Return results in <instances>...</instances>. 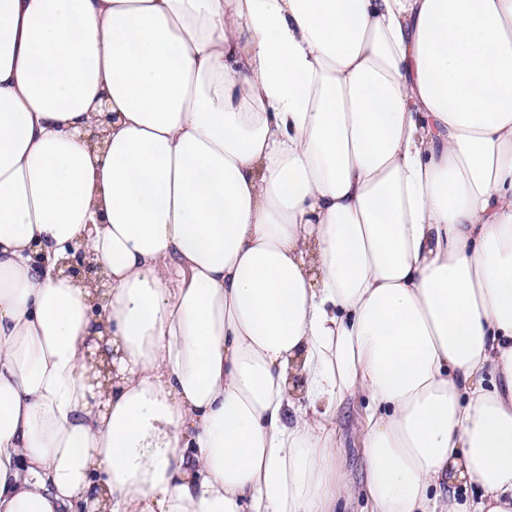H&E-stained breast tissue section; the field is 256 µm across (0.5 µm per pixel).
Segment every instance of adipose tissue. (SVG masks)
<instances>
[{
  "label": "adipose tissue",
  "mask_w": 512,
  "mask_h": 512,
  "mask_svg": "<svg viewBox=\"0 0 512 512\" xmlns=\"http://www.w3.org/2000/svg\"><path fill=\"white\" fill-rule=\"evenodd\" d=\"M348 397L512 512V0H0V512H332ZM57 269L62 271L64 275L84 280H95L102 283L104 278L99 273V267L87 260L83 250L70 249L68 257L60 259Z\"/></svg>",
  "instance_id": "1"
}]
</instances>
